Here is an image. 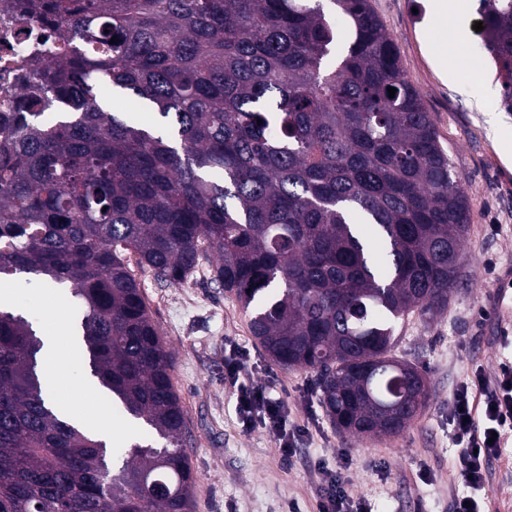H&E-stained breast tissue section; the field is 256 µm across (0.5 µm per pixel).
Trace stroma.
Here are the masks:
<instances>
[{
  "label": "stroma",
  "instance_id": "stroma-1",
  "mask_svg": "<svg viewBox=\"0 0 512 512\" xmlns=\"http://www.w3.org/2000/svg\"><path fill=\"white\" fill-rule=\"evenodd\" d=\"M372 7L396 41L404 77L430 113L470 204L459 288L443 314L405 319L396 348L398 357L424 372L428 405L398 436H342L320 403L316 373L268 361L251 333L249 313L213 282V263L201 262L176 286L134 267L171 355L172 383L192 434L194 512H288L292 503L298 512H316L324 475L314 463H335L342 450L353 458L349 491L372 512H451L454 498L467 492L448 423L453 394L467 375L492 377L501 362L512 361V342L490 332L498 274L512 265V157L494 137L512 136V114L499 107L501 87L490 65L478 78L460 72L458 83L470 84V94L449 83L440 66L448 43L434 35L429 0H372ZM490 111L497 115L495 135L486 122ZM236 349L248 353L243 380L272 379L292 419L309 427L290 464H281L278 443L265 429L246 430L239 422L237 391L224 381V358ZM488 467L484 494L492 512H512V438Z\"/></svg>",
  "mask_w": 512,
  "mask_h": 512
}]
</instances>
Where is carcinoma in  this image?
<instances>
[{"instance_id": "1", "label": "carcinoma", "mask_w": 512, "mask_h": 512, "mask_svg": "<svg viewBox=\"0 0 512 512\" xmlns=\"http://www.w3.org/2000/svg\"><path fill=\"white\" fill-rule=\"evenodd\" d=\"M478 2L512 112V0ZM42 14L59 45L25 111L0 120V278L70 291L89 378L162 446L108 448L61 418L32 322L0 309V512H192L184 410L129 254L166 284L214 256L268 360L318 373L339 432H404L419 368L395 356L397 326L448 308L470 211L370 0ZM114 96L156 122L121 118Z\"/></svg>"}]
</instances>
